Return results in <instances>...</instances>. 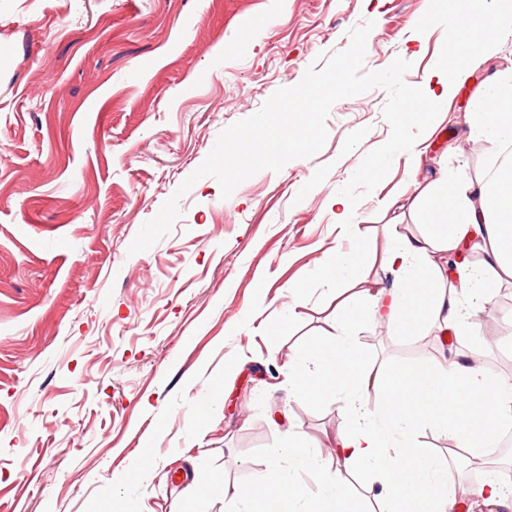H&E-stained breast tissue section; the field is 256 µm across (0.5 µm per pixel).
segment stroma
Segmentation results:
<instances>
[{
    "label": "stroma",
    "mask_w": 512,
    "mask_h": 512,
    "mask_svg": "<svg viewBox=\"0 0 512 512\" xmlns=\"http://www.w3.org/2000/svg\"><path fill=\"white\" fill-rule=\"evenodd\" d=\"M366 20V69L403 58L414 86L453 66L451 22L430 0H0V512H243L224 484L287 466L291 432L320 459L298 477L307 492L335 479L342 406L299 399L288 364L336 325L337 256L397 240L384 200L442 169L498 167L469 121L512 69V32L356 207L362 241L331 202L390 136L379 87L332 106L312 157L227 198L201 178L168 235L129 247L224 129ZM485 314L492 331L448 344L362 313L350 327L366 367L477 355L512 383V288Z\"/></svg>",
    "instance_id": "obj_1"
}]
</instances>
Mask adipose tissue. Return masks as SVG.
<instances>
[{
  "instance_id": "ef3b65f1",
  "label": "adipose tissue",
  "mask_w": 512,
  "mask_h": 512,
  "mask_svg": "<svg viewBox=\"0 0 512 512\" xmlns=\"http://www.w3.org/2000/svg\"><path fill=\"white\" fill-rule=\"evenodd\" d=\"M434 12L455 14V70L434 67L413 94L414 109L404 110L402 124L424 122L446 103L458 75L467 73L482 48L512 28V8L494 0L490 10L457 11L454 0H433ZM471 133L501 147H512V75L496 80L478 99ZM423 231L399 236L394 247L372 263L365 257L340 259L353 285L368 281L375 267L395 276L393 291L376 298L377 314L393 334L423 328L453 330L472 336L478 314L503 283H512V172L473 180L467 174L439 176L418 195ZM483 256L480 265L468 260ZM357 296L336 301V330L314 344L313 367L292 369L296 394L315 399L333 392L343 405L348 427L337 453L344 461L333 485L315 493L309 512H355L347 475L359 467L373 470L381 486V512H456L458 502L448 480L447 464L437 453L392 444V435L407 436L421 426L451 437L471 452L496 444L503 420L512 419V387L491 375L476 357L436 363L431 369L386 375L366 369L349 333ZM288 470L275 469L250 485H225L224 495L266 512L284 497L299 500L304 492L295 470L316 469L319 458L297 437L285 444Z\"/></svg>"
}]
</instances>
